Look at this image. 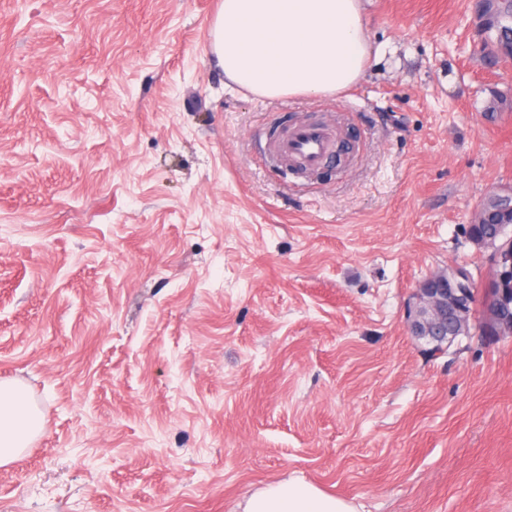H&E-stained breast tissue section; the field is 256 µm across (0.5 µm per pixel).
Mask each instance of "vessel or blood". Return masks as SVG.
Here are the masks:
<instances>
[{
    "label": "vessel or blood",
    "mask_w": 512,
    "mask_h": 512,
    "mask_svg": "<svg viewBox=\"0 0 512 512\" xmlns=\"http://www.w3.org/2000/svg\"><path fill=\"white\" fill-rule=\"evenodd\" d=\"M272 153L277 159L288 160L304 170L341 163L335 138L320 122L291 127L286 137L276 141Z\"/></svg>",
    "instance_id": "b4317fda"
}]
</instances>
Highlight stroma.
Here are the masks:
<instances>
[{"instance_id":"obj_1","label":"stroma","mask_w":512,"mask_h":512,"mask_svg":"<svg viewBox=\"0 0 512 512\" xmlns=\"http://www.w3.org/2000/svg\"><path fill=\"white\" fill-rule=\"evenodd\" d=\"M222 0H0V380L43 428L0 512H241L300 478L358 512H512V338L432 350L430 273L512 185V61L475 0H365L340 96L267 98L213 52ZM354 137L272 164L282 123Z\"/></svg>"}]
</instances>
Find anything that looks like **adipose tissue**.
I'll list each match as a JSON object with an SVG mask.
<instances>
[{
	"instance_id": "1",
	"label": "adipose tissue",
	"mask_w": 512,
	"mask_h": 512,
	"mask_svg": "<svg viewBox=\"0 0 512 512\" xmlns=\"http://www.w3.org/2000/svg\"><path fill=\"white\" fill-rule=\"evenodd\" d=\"M361 0H223L213 51L233 83L268 98L338 96L365 78L374 60ZM42 429L23 388L0 381V467ZM242 512H357L349 500L291 478L267 484Z\"/></svg>"
}]
</instances>
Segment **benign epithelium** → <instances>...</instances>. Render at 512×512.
Segmentation results:
<instances>
[{
	"label": "benign epithelium",
	"instance_id": "7a95c632",
	"mask_svg": "<svg viewBox=\"0 0 512 512\" xmlns=\"http://www.w3.org/2000/svg\"><path fill=\"white\" fill-rule=\"evenodd\" d=\"M502 238L495 240L468 232L469 242L479 251H491L492 270L489 280H512V223L497 225ZM473 282L462 268L429 274L417 286L407 313L410 335L437 342L448 339L456 329L464 334L469 329L470 307L478 306L491 338L512 337V293L505 288L485 284L473 295Z\"/></svg>",
	"mask_w": 512,
	"mask_h": 512
}]
</instances>
